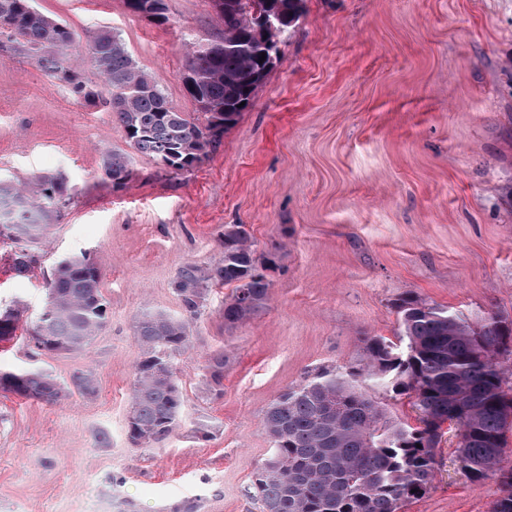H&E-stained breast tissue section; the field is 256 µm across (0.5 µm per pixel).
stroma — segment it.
Wrapping results in <instances>:
<instances>
[{"mask_svg": "<svg viewBox=\"0 0 512 512\" xmlns=\"http://www.w3.org/2000/svg\"><path fill=\"white\" fill-rule=\"evenodd\" d=\"M166 23L125 0H33L68 25L84 79L89 37L112 30L170 106L195 111L182 74L191 45L224 34L212 0H166ZM127 153L115 189L102 171ZM64 175L72 200L44 233L28 276L0 240V308H19L0 341V373L38 368L61 381L89 369L97 392L47 405L0 390V512H260L253 474L273 453L271 401L322 367L396 340L394 302L413 293L471 323L512 320V0H305L279 59L221 145L173 174L130 149L109 112L75 100L34 62L0 54V181ZM228 224L275 254L266 306L224 325L231 290L213 288L173 359L183 394L175 431L127 440L134 339L148 311L179 316L173 280L221 257ZM90 254L109 320L83 353L42 352L27 329L64 257ZM223 351L221 395L206 362ZM455 433L436 448L427 494L403 512H491L497 480L457 467ZM102 169L112 185L123 187L128 177V158L124 153L112 151L103 157Z\"/></svg>", "mask_w": 512, "mask_h": 512, "instance_id": "1", "label": "stroma"}]
</instances>
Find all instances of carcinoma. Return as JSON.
Wrapping results in <instances>:
<instances>
[{
    "label": "carcinoma",
    "instance_id": "1",
    "mask_svg": "<svg viewBox=\"0 0 512 512\" xmlns=\"http://www.w3.org/2000/svg\"><path fill=\"white\" fill-rule=\"evenodd\" d=\"M279 5L284 30L304 13V0H212L224 13L223 49L199 47L188 53L185 90L196 112L175 111L153 78L132 59L124 43L109 31L96 33L86 50L104 78L103 87L85 81L69 51L74 33L32 6V0H0V50L20 51L34 59L51 80L89 106L110 112L126 142L141 154L170 162L171 172L191 170L222 142L224 131L252 104L268 73L259 63L262 47L252 36L254 15L267 2ZM127 9L158 23L166 10L154 13V0H125ZM102 169L117 187L125 185L128 158L117 151L103 157ZM71 200L62 176H40L35 186L0 183V238L16 246L13 270L27 275L37 263L44 230L61 216ZM223 256L208 267L196 263L176 273L174 289L182 315L147 313L135 325L142 349L131 392L127 421L129 442L162 440L175 430L183 395L175 369L158 372L152 362L172 361L191 343V325L198 320L214 286H229L224 325L233 327L265 307L270 281L266 271L275 255L258 259L243 224L224 225ZM101 273L88 255L54 267L48 301L30 336L44 351L84 352L107 320L100 290ZM399 339H364V354L345 369L325 367L312 379L288 388L269 405L264 426L273 456L254 473L261 512H401L402 506L431 488L439 461L435 448L439 429L456 427L458 468L473 482L499 478L502 495L492 512H512V470L501 461L505 434L512 428V397L503 388L502 351L498 337L512 334V322L491 315L472 325L447 308L417 296L400 299ZM19 312H0V341L15 336ZM206 370L211 390L222 393L224 353L210 356ZM389 378L394 395L414 397L419 412L412 427L387 417V409L366 389V382ZM0 388L44 403L77 391L97 392L91 370L72 376L70 384L32 370L0 376ZM281 470L269 481L265 467Z\"/></svg>",
    "mask_w": 512,
    "mask_h": 512
}]
</instances>
